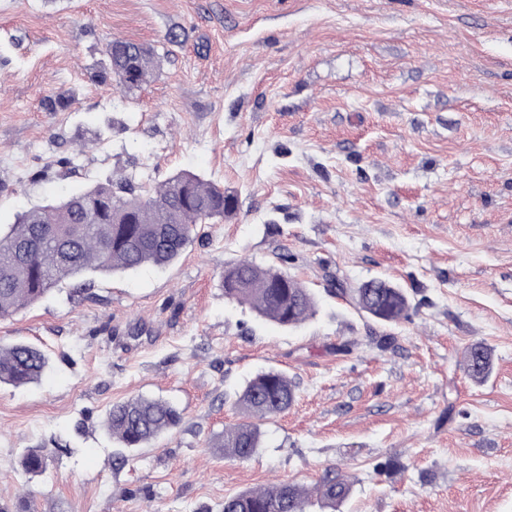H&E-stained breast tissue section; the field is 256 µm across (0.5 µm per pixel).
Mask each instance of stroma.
I'll return each instance as SVG.
<instances>
[{
	"label": "stroma",
	"mask_w": 512,
	"mask_h": 512,
	"mask_svg": "<svg viewBox=\"0 0 512 512\" xmlns=\"http://www.w3.org/2000/svg\"><path fill=\"white\" fill-rule=\"evenodd\" d=\"M113 37L154 47L141 88L92 79ZM181 171L236 212L169 266L67 280L0 319V345L49 358L40 382L0 385V508L223 512L336 468L350 497L307 512H512V0H0V225ZM243 259L288 270L314 315L285 328L226 297ZM374 278L407 292L408 319L357 309ZM268 368L295 400L249 459L224 458ZM141 395L182 421L115 466L106 414ZM465 362L470 377L475 382L486 379L493 368V360L489 349L483 345H471L465 354ZM50 449L30 448L22 456L20 464L24 472L31 475L41 474L47 465Z\"/></svg>",
	"instance_id": "obj_1"
}]
</instances>
